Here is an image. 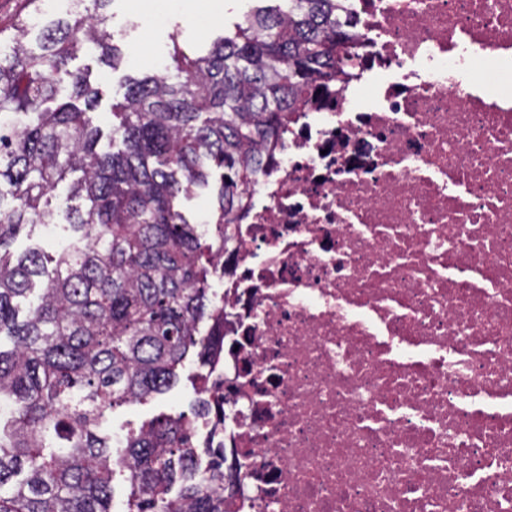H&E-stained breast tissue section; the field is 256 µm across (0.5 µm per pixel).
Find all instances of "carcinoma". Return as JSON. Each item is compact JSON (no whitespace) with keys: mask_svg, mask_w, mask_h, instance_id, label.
I'll return each mask as SVG.
<instances>
[{"mask_svg":"<svg viewBox=\"0 0 512 512\" xmlns=\"http://www.w3.org/2000/svg\"><path fill=\"white\" fill-rule=\"evenodd\" d=\"M41 2L0 37V512H111L118 475L125 512H224V449L195 445L205 402L128 433L116 459L103 423L169 391L189 353L207 365L215 336L198 325L224 314L210 239L178 201L219 172L210 223L224 239L260 148L345 58L339 0H274L205 55L174 48V72L126 78L106 149L99 91L68 64L94 46L120 65L112 0H64L32 43ZM60 216L73 235L55 256L13 257L23 229Z\"/></svg>","mask_w":512,"mask_h":512,"instance_id":"1","label":"carcinoma"}]
</instances>
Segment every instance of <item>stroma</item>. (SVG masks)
Masks as SVG:
<instances>
[{
    "label": "stroma",
    "mask_w": 512,
    "mask_h": 512,
    "mask_svg": "<svg viewBox=\"0 0 512 512\" xmlns=\"http://www.w3.org/2000/svg\"><path fill=\"white\" fill-rule=\"evenodd\" d=\"M254 6V0H113L108 28L123 47L119 70L102 64L98 52L87 48L70 63L71 68L89 70L94 87L101 92L97 124L105 130L111 126L110 105L124 94V76L157 71L160 63L169 61L173 47L188 52L205 49L226 27L242 21ZM199 369L196 357H189L170 392L145 404L116 409L113 428L135 429L159 413L189 411L197 398L193 376Z\"/></svg>",
    "instance_id": "stroma-1"
}]
</instances>
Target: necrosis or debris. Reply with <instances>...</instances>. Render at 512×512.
Returning a JSON list of instances; mask_svg holds the SVG:
<instances>
[{
    "instance_id": "4bbe7bcc",
    "label": "necrosis or debris",
    "mask_w": 512,
    "mask_h": 512,
    "mask_svg": "<svg viewBox=\"0 0 512 512\" xmlns=\"http://www.w3.org/2000/svg\"><path fill=\"white\" fill-rule=\"evenodd\" d=\"M213 258L229 512H512V0H343Z\"/></svg>"
}]
</instances>
